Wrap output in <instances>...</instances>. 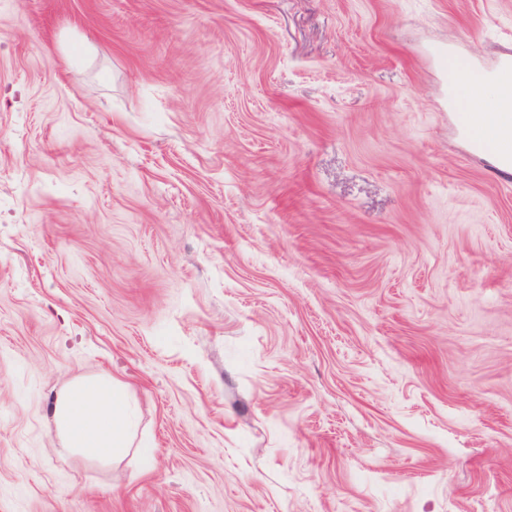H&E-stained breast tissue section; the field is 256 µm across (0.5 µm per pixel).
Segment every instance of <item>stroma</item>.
<instances>
[{
	"mask_svg": "<svg viewBox=\"0 0 512 512\" xmlns=\"http://www.w3.org/2000/svg\"><path fill=\"white\" fill-rule=\"evenodd\" d=\"M448 50L512 0H0V512H512V173ZM98 373L109 464L51 420ZM52 423L63 448L102 463L132 448L135 412L128 388L107 374L72 380L55 397Z\"/></svg>",
	"mask_w": 512,
	"mask_h": 512,
	"instance_id": "1",
	"label": "stroma"
}]
</instances>
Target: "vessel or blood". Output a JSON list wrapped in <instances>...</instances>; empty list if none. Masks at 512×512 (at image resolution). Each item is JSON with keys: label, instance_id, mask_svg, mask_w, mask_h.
<instances>
[{"label": "vessel or blood", "instance_id": "obj_1", "mask_svg": "<svg viewBox=\"0 0 512 512\" xmlns=\"http://www.w3.org/2000/svg\"><path fill=\"white\" fill-rule=\"evenodd\" d=\"M447 64L452 83V101L460 128L476 151L493 155L501 170H512V144H504L488 131L475 128L468 111L469 98L490 87L497 92L495 111L507 116L512 114V56L502 57L493 68L487 69L462 62L451 53L447 56Z\"/></svg>", "mask_w": 512, "mask_h": 512}]
</instances>
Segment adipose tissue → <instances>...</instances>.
Returning <instances> with one entry per match:
<instances>
[{"label": "adipose tissue", "mask_w": 512, "mask_h": 512, "mask_svg": "<svg viewBox=\"0 0 512 512\" xmlns=\"http://www.w3.org/2000/svg\"><path fill=\"white\" fill-rule=\"evenodd\" d=\"M52 423L63 447L102 463L133 445L135 412L128 388L106 374L81 377L61 389Z\"/></svg>", "instance_id": "adipose-tissue-1"}]
</instances>
